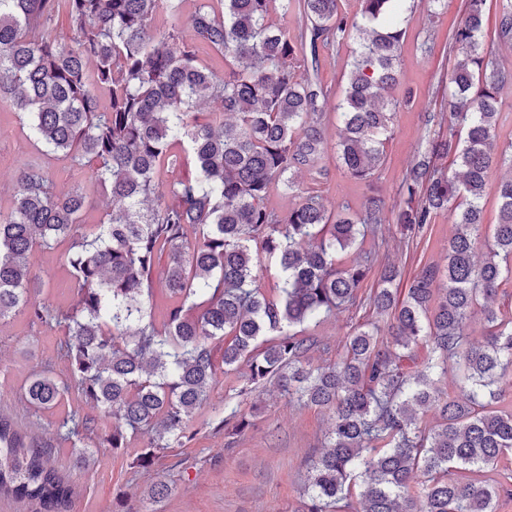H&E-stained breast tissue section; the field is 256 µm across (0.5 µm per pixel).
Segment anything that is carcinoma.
Instances as JSON below:
<instances>
[{
    "mask_svg": "<svg viewBox=\"0 0 512 512\" xmlns=\"http://www.w3.org/2000/svg\"><path fill=\"white\" fill-rule=\"evenodd\" d=\"M278 1L297 8L292 35L268 21ZM183 2L0 0V105L27 116L46 158L78 176L90 169L110 199L104 220L85 224L82 182L58 192L45 161L34 160L0 209V321L22 314L65 331L58 353L67 381L35 371L23 397L52 409L73 388L95 410L70 414L42 441L0 413V498L71 512L74 484L50 463L55 440L71 442L81 472L100 449L140 438L135 464L148 469L193 438L191 422L218 374L239 372L243 384L224 397L220 422L231 434L254 426L241 397L268 384L328 413L325 450L309 463L296 512H496L503 485L480 475L512 455V411L497 407L512 368V318L496 308L512 278V174L496 188L499 222L481 261L476 245L489 173L512 168V145L494 146L512 72L482 46L486 0H466L449 36L464 53L448 79V136L429 139L407 170L394 216L413 236L449 211L446 265L423 268L404 294L395 265H384L369 304L392 316L389 336L363 323L336 359L315 367L307 330L358 306L373 259L344 256L384 216L378 199L333 210L296 185L295 174L325 153L330 90L297 76L293 60L358 35L338 104V150L349 177L368 180L383 164L399 106L390 91L415 0H359L352 16L339 0H195L186 30ZM62 13L67 42L56 33ZM201 48L224 57L225 70L200 59ZM200 103L214 109L194 111ZM188 155L196 177L164 181ZM448 155L451 174L433 164ZM278 187L293 198L282 213L268 205ZM63 242L74 288L60 310L32 300L31 288L37 252ZM254 243L262 253L253 254ZM271 268L279 274L273 296L260 275ZM157 283L167 302L161 320ZM476 307L480 344L467 333ZM420 344L429 350L421 364ZM450 373L460 396L440 386ZM428 412L436 417L429 426L421 422Z\"/></svg>",
    "mask_w": 512,
    "mask_h": 512,
    "instance_id": "cac0c4a2",
    "label": "carcinoma"
}]
</instances>
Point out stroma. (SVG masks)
<instances>
[{"label": "stroma", "instance_id": "1", "mask_svg": "<svg viewBox=\"0 0 512 512\" xmlns=\"http://www.w3.org/2000/svg\"><path fill=\"white\" fill-rule=\"evenodd\" d=\"M465 0H443L431 6L419 0L407 14L401 53V81L393 95L400 105L393 133L385 144L386 161L372 181L349 177L334 152L319 162L318 172H300V187L315 191L332 204L359 209L366 199H381L386 210L403 202L401 183L417 161L429 137L447 134L448 95L446 80L459 55L448 34L464 18ZM502 0H487L483 42L502 69L512 71V46L499 36ZM352 40L330 49H319L317 58L297 57L298 74L323 86L341 90L349 69ZM42 147L30 136L23 114L0 106V204L8 205L15 176L25 163L39 158ZM455 230L450 212L434 215L419 234L405 237L393 222H385L367 237L363 250L372 252L375 267L393 263L408 288L425 266H444L448 240ZM35 273L40 283L33 298L60 308L70 303L71 286L64 247L36 255ZM371 310L342 312L315 327L319 347L309 353L313 364L325 358L323 345L340 350L354 327L373 318ZM377 318V317H374ZM388 327L390 316L377 318ZM63 333L57 329L32 330L24 316L0 322V412L10 416L27 437H46L55 432L65 411L89 413L77 394L65 397V410H41L21 396V387L33 370L49 367L56 377L66 375V365L57 356ZM241 384L238 374L222 376L209 408L191 425L194 433L185 447L167 450L161 466L142 470L133 467L135 448L124 451L101 449L93 468L78 473L72 512H296L297 489L312 458L322 449L328 427L325 411L287 403L275 389L255 393L242 404L256 410V424L234 438L215 431L214 411L224 405V394ZM166 478L172 491L160 502L143 498V491L158 478Z\"/></svg>", "mask_w": 512, "mask_h": 512}]
</instances>
